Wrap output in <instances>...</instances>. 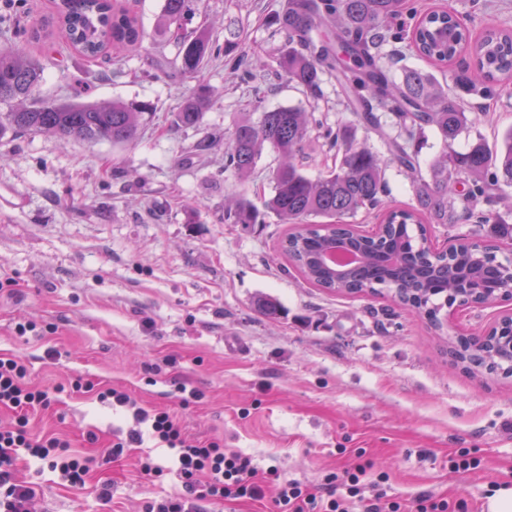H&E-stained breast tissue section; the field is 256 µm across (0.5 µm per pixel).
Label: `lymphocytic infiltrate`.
<instances>
[{"instance_id": "lymphocytic-infiltrate-1", "label": "lymphocytic infiltrate", "mask_w": 512, "mask_h": 512, "mask_svg": "<svg viewBox=\"0 0 512 512\" xmlns=\"http://www.w3.org/2000/svg\"><path fill=\"white\" fill-rule=\"evenodd\" d=\"M26 369L13 359H0V404L16 409L15 420L0 427V512H30L35 493L26 483L18 481L11 469L18 453L36 459L48 469L59 472L73 487L85 484L89 472L87 463L69 453V445L56 437L37 438L28 431L27 412L46 407L52 402L48 391L24 386ZM100 400H113L133 410L136 429L126 438L113 442L111 456H121L126 448L151 437L168 448L177 466L182 483L180 494L146 503L145 512H200L203 500H257L262 488L254 477L252 458L239 451L225 449L223 440H200L187 435L178 422L165 411H149L139 407L128 394L104 391ZM367 464L360 463L344 474L326 475L321 487L310 488L295 481L279 482L275 505L278 512H350L354 501H361L364 512H467L465 504L449 507L447 500L434 499L422 493L411 504L388 498L382 490L385 475L364 484ZM345 496H338V489Z\"/></svg>"}]
</instances>
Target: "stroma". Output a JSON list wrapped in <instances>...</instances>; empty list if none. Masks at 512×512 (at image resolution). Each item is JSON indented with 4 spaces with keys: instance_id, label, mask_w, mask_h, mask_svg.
Instances as JSON below:
<instances>
[{
    "instance_id": "35a3bbf8",
    "label": "stroma",
    "mask_w": 512,
    "mask_h": 512,
    "mask_svg": "<svg viewBox=\"0 0 512 512\" xmlns=\"http://www.w3.org/2000/svg\"><path fill=\"white\" fill-rule=\"evenodd\" d=\"M411 4L421 15L450 7L476 36L512 29V0ZM281 5L196 0L187 30L220 40L225 27L238 28L269 65L257 97L223 61L208 62L199 82L212 106L197 127L171 125L195 82L180 75L177 46L154 33L163 0H135L147 31L138 53L89 62L54 29L41 92L143 104L139 139L0 136V279L17 282L15 292H0V358L24 363L27 386L55 390L30 425L68 441L90 467L85 489L75 490L36 460H17L18 479L36 490L34 512H142L180 493L176 472L139 473V454L169 462L153 441L108 459L112 442L135 425L131 410L98 399L108 388L170 411L191 436L223 439L283 482L313 487L364 458L387 474L393 498L427 492L488 512L491 491L512 489V377L457 366L444 334L390 294L307 283L279 249L289 227L275 215L224 221L225 196L261 204L277 164L268 149L247 181L225 171L236 121L288 106L332 125L350 119L333 82L314 101L277 75L285 37L267 19ZM468 101L479 117L455 150L477 135L496 144L512 128V95ZM119 165L127 176L113 177ZM259 294L281 304L278 318L255 310ZM179 382L201 399L183 404ZM465 452L479 467L452 472L449 458ZM105 484L107 501L97 495Z\"/></svg>"
}]
</instances>
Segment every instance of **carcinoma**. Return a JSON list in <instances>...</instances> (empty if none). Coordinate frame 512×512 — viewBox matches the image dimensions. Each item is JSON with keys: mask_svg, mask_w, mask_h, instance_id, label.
I'll use <instances>...</instances> for the list:
<instances>
[{"mask_svg": "<svg viewBox=\"0 0 512 512\" xmlns=\"http://www.w3.org/2000/svg\"><path fill=\"white\" fill-rule=\"evenodd\" d=\"M192 0H164L156 33L179 46L180 71L195 80L211 59L225 64L249 81L265 62L245 50L240 36L224 38V46L213 43L204 30H184L185 15ZM103 0H58L56 12L47 22L36 21L24 29L26 42L0 51V103L11 108L0 113V134L48 132L65 141L114 145L132 144L138 136L142 105L114 101L59 102L41 95L44 68L29 57L26 43L46 42L48 27L59 25L69 42L87 58L108 52L135 53L141 46L143 23L129 7V0H112L111 12ZM410 11L408 0H284L268 24L285 34L278 67L288 82L313 99L321 96L324 76L336 80L354 121L338 127L324 123L313 112L280 108L261 114L258 121L243 119L232 130L224 153V170L240 179L254 171L265 148L279 156L272 171L273 191L264 200L265 209L282 223L296 225L282 241V251L311 283L328 288L332 275L310 262L327 239L310 226L324 219L328 227L350 224L360 212L385 207L388 193L386 171L395 166L412 183L413 203L385 212L383 229L376 238L356 244L368 252L364 262L342 277L356 293H375L379 288L401 284L408 292L399 296L403 306L425 314L431 323L454 274L468 269L483 274V266L472 261L465 246H457L446 257L434 258L425 248V224H454L475 218L502 229V215L494 208L506 189L512 187V130L494 147L484 139L468 150L452 148L456 138L472 122L464 98L450 95L442 84L419 69L403 70L400 81L388 77L380 49L393 38L391 25ZM470 31L453 10L433 12L418 19L410 39L416 53L442 65L469 44ZM474 68L456 78L469 92L487 95L492 86L512 94L500 84V76L512 74V31L488 29L474 44ZM211 106L204 84L184 96L173 115L178 127L197 126ZM388 115L391 124L383 123ZM363 129L375 134L385 147L378 153L356 139ZM317 131L328 150L331 166L315 178L303 171L301 160ZM435 131L442 151L427 172L419 164L420 145L426 131ZM260 211L243 196H228L224 221L256 224ZM254 307L268 318L281 314L279 303L266 295L254 299Z\"/></svg>", "mask_w": 512, "mask_h": 512, "instance_id": "1", "label": "carcinoma"}]
</instances>
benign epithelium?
I'll use <instances>...</instances> for the list:
<instances>
[{
    "label": "benign epithelium",
    "mask_w": 512,
    "mask_h": 512,
    "mask_svg": "<svg viewBox=\"0 0 512 512\" xmlns=\"http://www.w3.org/2000/svg\"><path fill=\"white\" fill-rule=\"evenodd\" d=\"M472 251L483 261L488 253L496 254L492 266L496 275L485 280L464 278L450 289L458 301L475 305L512 304V255L497 256L496 248L478 240L471 241ZM448 355L469 371L512 376V312L501 316L479 336L448 337Z\"/></svg>",
    "instance_id": "obj_1"
}]
</instances>
